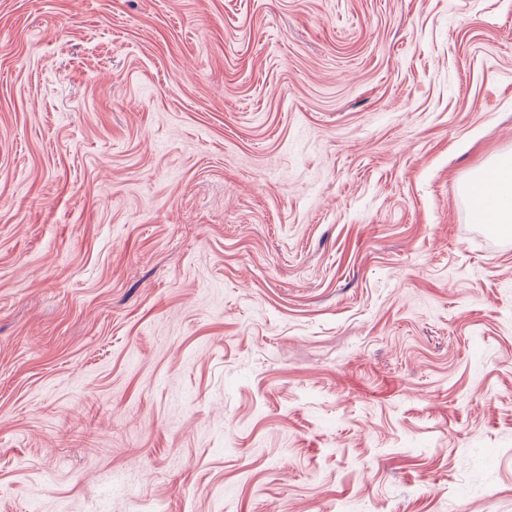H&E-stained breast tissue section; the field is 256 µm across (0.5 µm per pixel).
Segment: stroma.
<instances>
[{
    "label": "stroma",
    "mask_w": 512,
    "mask_h": 512,
    "mask_svg": "<svg viewBox=\"0 0 512 512\" xmlns=\"http://www.w3.org/2000/svg\"><path fill=\"white\" fill-rule=\"evenodd\" d=\"M512 0H0V512H512ZM494 179L483 175L472 177L465 191L480 215V224L511 229L512 224V155L502 158L496 165Z\"/></svg>",
    "instance_id": "1"
}]
</instances>
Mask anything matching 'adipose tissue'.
Masks as SVG:
<instances>
[{
    "mask_svg": "<svg viewBox=\"0 0 512 512\" xmlns=\"http://www.w3.org/2000/svg\"><path fill=\"white\" fill-rule=\"evenodd\" d=\"M465 191L476 206L481 223L504 228L512 226V155L497 163L493 178L472 177Z\"/></svg>",
    "mask_w": 512,
    "mask_h": 512,
    "instance_id": "obj_1",
    "label": "adipose tissue"
}]
</instances>
